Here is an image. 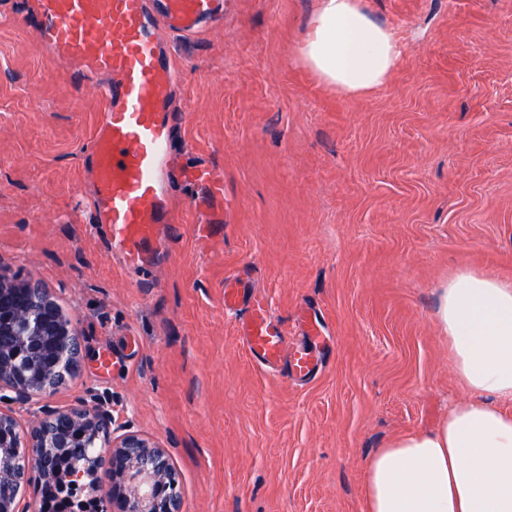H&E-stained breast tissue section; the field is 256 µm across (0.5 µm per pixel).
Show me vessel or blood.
<instances>
[{"instance_id": "vessel-or-blood-1", "label": "vessel or blood", "mask_w": 512, "mask_h": 512, "mask_svg": "<svg viewBox=\"0 0 512 512\" xmlns=\"http://www.w3.org/2000/svg\"><path fill=\"white\" fill-rule=\"evenodd\" d=\"M224 0H19L14 24L30 28L52 60L68 64L77 84L92 81L102 107L87 162L94 191L95 223L108 226L111 244L127 264L144 266L159 229L172 220L171 143L182 114L173 107L178 82L170 47L160 29L191 35L208 20L223 21ZM197 192L193 208L206 221H224V177L205 158L188 174ZM244 266L224 281V304L245 310L239 334L256 362L269 369L286 363L291 376L314 378L324 340L316 314H308L307 341L292 348L263 300L247 290Z\"/></svg>"}]
</instances>
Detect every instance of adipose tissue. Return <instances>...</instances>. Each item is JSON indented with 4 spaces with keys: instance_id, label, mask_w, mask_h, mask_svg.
Instances as JSON below:
<instances>
[{
    "instance_id": "1",
    "label": "adipose tissue",
    "mask_w": 512,
    "mask_h": 512,
    "mask_svg": "<svg viewBox=\"0 0 512 512\" xmlns=\"http://www.w3.org/2000/svg\"><path fill=\"white\" fill-rule=\"evenodd\" d=\"M403 51L362 0H318L298 55L337 93L362 95L387 82ZM437 319L467 396L436 429L369 457L367 512H512V282L460 271Z\"/></svg>"
}]
</instances>
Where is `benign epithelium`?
I'll use <instances>...</instances> for the list:
<instances>
[{
	"instance_id": "1",
	"label": "benign epithelium",
	"mask_w": 512,
	"mask_h": 512,
	"mask_svg": "<svg viewBox=\"0 0 512 512\" xmlns=\"http://www.w3.org/2000/svg\"><path fill=\"white\" fill-rule=\"evenodd\" d=\"M12 333L0 344V388L11 389L20 400L49 391L34 389L66 360L76 365L79 351L72 348L71 323L57 304L42 293L27 297L25 304L0 306V332ZM83 448L85 462L65 477L82 487L95 501L104 494L93 479L103 464L112 463L115 485L121 495L120 512H181L178 483L165 452L136 434L109 435V416L100 409L75 408L47 415L22 434L16 419L0 412V487L14 495H0V512H17L16 496L31 468L50 483L59 480L54 465L55 449L69 444L71 434Z\"/></svg>"
}]
</instances>
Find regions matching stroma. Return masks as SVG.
<instances>
[{
	"label": "stroma",
	"mask_w": 512,
	"mask_h": 512,
	"mask_svg": "<svg viewBox=\"0 0 512 512\" xmlns=\"http://www.w3.org/2000/svg\"><path fill=\"white\" fill-rule=\"evenodd\" d=\"M317 0H224L194 38L164 33L181 83L180 165L224 172L199 233L173 174L176 235L124 266L79 205L101 108L32 34L0 24V266L70 320L75 375L0 411L103 407L162 448L181 512H364L365 461L433 430L466 391L436 311L467 269L512 281V0H363L404 44L388 82L344 96L297 59ZM289 342L314 308L331 340L299 383L255 362L224 307L240 266Z\"/></svg>",
	"instance_id": "stroma-1"
}]
</instances>
